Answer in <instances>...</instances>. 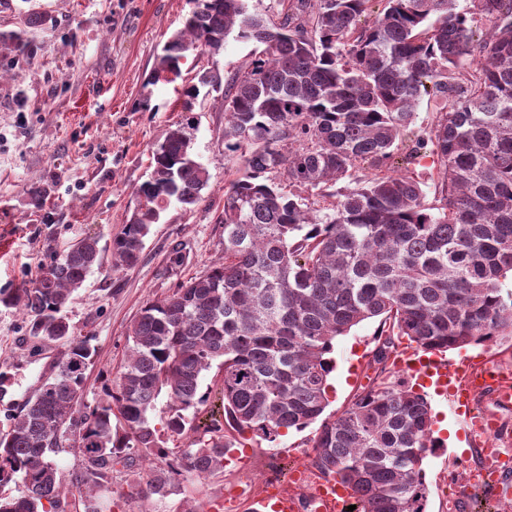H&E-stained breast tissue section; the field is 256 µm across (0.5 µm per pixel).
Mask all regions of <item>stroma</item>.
Returning a JSON list of instances; mask_svg holds the SVG:
<instances>
[{"label":"stroma","mask_w":512,"mask_h":512,"mask_svg":"<svg viewBox=\"0 0 512 512\" xmlns=\"http://www.w3.org/2000/svg\"><path fill=\"white\" fill-rule=\"evenodd\" d=\"M36 6L53 23L29 32L33 52L0 59V289L21 287L49 262L50 250L74 239L98 236L101 266L73 295L66 315L78 337L90 338L97 355L86 372V398H99L105 380L119 370L131 322L141 309L170 295L181 283L224 256V188L240 162L224 153V92L200 86L202 73L229 80L255 52L228 36L216 55H188L182 76L157 81L154 68L167 39L183 26L188 0H0V30L24 27ZM199 85L187 103L185 88ZM192 122L193 152L210 173L204 200L193 209L170 206L145 241L136 265L113 269L109 246L131 217L134 192L150 176L152 148L174 125ZM41 187L35 199L32 187ZM379 322L366 320L333 343L327 415L346 410L373 371ZM64 348L31 337L20 313L0 306V365L10 380L0 389V428L50 376ZM448 363L501 361L512 366V340L468 345L446 353ZM431 404L434 436L442 448L424 461L426 512H450L452 493L466 495L470 512L479 503L462 480L470 446L463 419L434 380L423 386ZM315 426L292 430L275 443L242 436L223 473L207 478L187 472L160 499L147 494L138 473L122 476L106 512H252L262 493L267 462L283 472L306 467Z\"/></svg>","instance_id":"35a3bbf8"}]
</instances>
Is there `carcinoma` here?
Segmentation results:
<instances>
[{"label":"carcinoma","instance_id":"cac0c4a2","mask_svg":"<svg viewBox=\"0 0 512 512\" xmlns=\"http://www.w3.org/2000/svg\"><path fill=\"white\" fill-rule=\"evenodd\" d=\"M374 2L382 9L367 21ZM190 4L154 79L180 74L189 51L220 53L232 32L262 46L224 86V153L241 162L224 190V261L141 310L116 380L93 403L85 371L96 351L73 336L65 308L101 265L99 238L72 241L37 279L0 290L33 337L66 346L55 376L0 430V512L78 502L101 512L123 473L143 471L163 499L184 471H223L234 444L218 422L195 424L214 367L239 433L273 443L320 422L308 464L350 489L353 512H425L431 407L389 381V360L398 336L439 353L512 338V294L502 293L512 274V0L461 11L457 0H280L275 19L248 0ZM5 51L31 54L25 31H0ZM427 88L442 108L397 170L396 142ZM427 159L441 174L431 201L410 169ZM366 163L378 174L360 179ZM151 167L112 239L114 270L139 260L172 202L189 209L209 184L182 125L152 149ZM346 179L333 214L317 217L315 197ZM375 318L374 377L341 415L323 417L333 341ZM184 438L187 447H168ZM70 441L81 464L63 475L52 456ZM16 481L23 493H6Z\"/></svg>","mask_w":512,"mask_h":512}]
</instances>
